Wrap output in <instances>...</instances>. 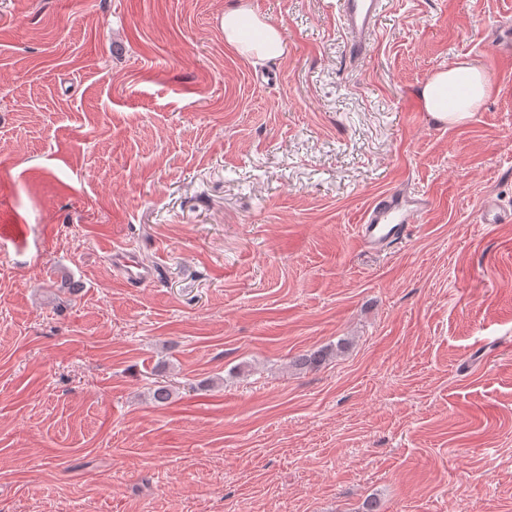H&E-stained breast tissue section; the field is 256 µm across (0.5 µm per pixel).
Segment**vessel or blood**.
<instances>
[{"label":"vessel or blood","instance_id":"obj_1","mask_svg":"<svg viewBox=\"0 0 512 512\" xmlns=\"http://www.w3.org/2000/svg\"><path fill=\"white\" fill-rule=\"evenodd\" d=\"M382 0H336V10L350 55L363 56L375 32ZM427 198L410 197L393 190L378 196L368 207L358 226L363 246L381 252L405 240ZM112 267L128 286L142 287L155 281L158 269L145 264L122 248L111 251Z\"/></svg>","mask_w":512,"mask_h":512}]
</instances>
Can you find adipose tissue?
I'll list each match as a JSON object with an SVG mask.
<instances>
[{
	"label": "adipose tissue",
	"instance_id": "adipose-tissue-1",
	"mask_svg": "<svg viewBox=\"0 0 512 512\" xmlns=\"http://www.w3.org/2000/svg\"><path fill=\"white\" fill-rule=\"evenodd\" d=\"M224 40L242 54L273 60L286 52L281 28L247 4L224 13ZM491 92V84L475 64L462 61L433 73L423 85L420 97L426 112L441 123L467 120Z\"/></svg>",
	"mask_w": 512,
	"mask_h": 512
}]
</instances>
